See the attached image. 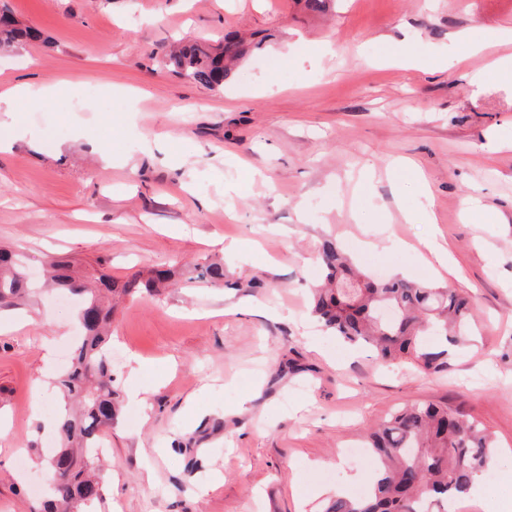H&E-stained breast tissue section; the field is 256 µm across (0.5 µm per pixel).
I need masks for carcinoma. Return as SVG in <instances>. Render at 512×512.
I'll use <instances>...</instances> for the list:
<instances>
[{"label": "carcinoma", "mask_w": 512, "mask_h": 512, "mask_svg": "<svg viewBox=\"0 0 512 512\" xmlns=\"http://www.w3.org/2000/svg\"><path fill=\"white\" fill-rule=\"evenodd\" d=\"M38 38L40 33L13 17L0 19L1 52H18ZM246 53L233 39L221 49L186 37L166 54V66L181 77L221 89L231 64ZM318 260L324 284L311 290V312L344 342L371 347L384 363L405 358L437 373L448 365V349L441 343L469 340L473 306L468 296L398 275L373 279L353 267L331 239L322 242ZM226 284L224 263L208 259L121 281L101 270L81 276L68 262L53 258L45 279L34 282L22 254L0 249V308L26 304L36 288L75 293L80 300L83 336L56 379L68 404L56 416L58 448L45 461L50 497L44 512H106L109 479L95 449L103 446V431L112 425L119 397L107 355L112 297ZM228 285L254 292L265 281L254 276ZM369 445L378 461L371 487L357 498L328 499L322 512H439V506L468 492L473 480L488 472L494 454L493 442L474 421L434 403L398 409L370 435Z\"/></svg>", "instance_id": "obj_1"}]
</instances>
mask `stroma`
Returning a JSON list of instances; mask_svg holds the SVG:
<instances>
[{
	"instance_id": "35a3bbf8",
	"label": "stroma",
	"mask_w": 512,
	"mask_h": 512,
	"mask_svg": "<svg viewBox=\"0 0 512 512\" xmlns=\"http://www.w3.org/2000/svg\"><path fill=\"white\" fill-rule=\"evenodd\" d=\"M4 2L43 38L0 54V84L55 92L0 112V247L115 278L218 255L268 283L116 307L109 512H319L374 472L346 448L424 401L496 443L462 512H512V82L494 67L512 56L495 38L512 0ZM228 34L255 49L223 89L162 65L175 39ZM433 236L458 277L428 267ZM326 237L379 277L472 296L471 345L434 374L326 332L308 309ZM75 306L44 292L0 312V512L45 498Z\"/></svg>"
}]
</instances>
